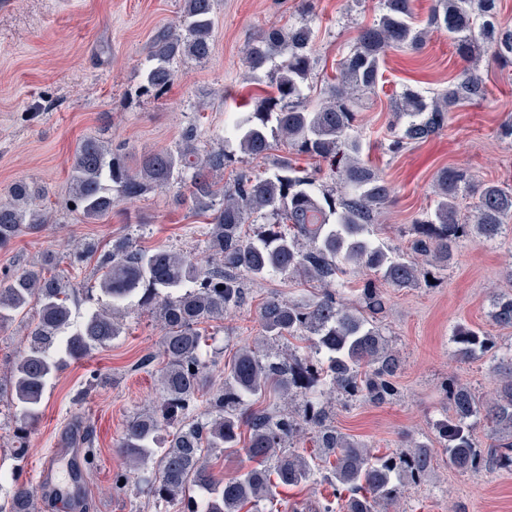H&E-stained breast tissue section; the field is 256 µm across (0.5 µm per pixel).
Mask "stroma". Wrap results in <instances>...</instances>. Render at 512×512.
Segmentation results:
<instances>
[{"mask_svg":"<svg viewBox=\"0 0 512 512\" xmlns=\"http://www.w3.org/2000/svg\"><path fill=\"white\" fill-rule=\"evenodd\" d=\"M298 0H217L212 51L204 63H179L173 82L158 99L139 93L147 65L149 42L163 26L178 24L182 0H0V200L19 181L49 190L56 218L37 233L0 249V273L49 262L69 279L81 297L72 307L82 322L98 307L83 291L97 288L94 262L70 267L65 253L71 241L107 248L113 238L130 235L147 249H175L190 258L207 254L205 217L175 206V188L151 189L132 204H118L91 221L72 212L68 189L73 157L85 138L100 136L112 144L128 166L148 151L175 148L189 126H196L199 149H223L232 157L225 181L247 170L261 175L272 169L287 148L267 158L245 156L224 129L252 111L271 82L270 69L245 78L246 44L258 29L294 15ZM377 0H314L310 17L317 60L313 86L326 92L336 65L359 27L371 23ZM464 66L443 30L431 27L420 52H389L383 78L364 99L359 112L369 157L387 176L394 194L385 221L376 232L380 243L406 248L413 222L433 207L432 187L447 167L467 169L475 179L512 185V144L499 137V126L512 116V68L480 64L485 99L459 106L447 126L422 143L392 155L382 149L392 119L391 106L405 88L425 93L447 88ZM512 232L493 241L465 239L453 263L432 285L389 288L378 320L403 361L397 397L382 404L360 402L346 409L328 400L336 427L383 456L414 444L434 452V465L420 483L407 485L400 512H512V468L463 473L441 451L439 427L448 403L438 385L453 374L484 399L493 397L495 359L512 357V329L497 327L489 316L492 294L512 292ZM294 301L311 296L307 288L278 274L246 285V300L219 327L204 324L211 335L208 384L224 383V366L244 346L263 335L259 309L270 296ZM122 333L85 359L70 363L53 379L40 407L22 462H14L11 446L14 418L8 402H0V495L15 480L35 483L40 463L66 442L71 425L91 430L95 457L81 469L84 496L58 505L42 499V512H164L135 490L118 495L116 473L127 464L116 452L127 421L155 409L159 402L157 371L164 330L150 309L129 305L115 310ZM481 328L495 341L493 353L470 359L455 352L457 326ZM150 365H142L143 357ZM98 386L76 400L90 373ZM332 487L312 482L276 490L279 512H317L335 499Z\"/></svg>","mask_w":512,"mask_h":512,"instance_id":"obj_1","label":"stroma"}]
</instances>
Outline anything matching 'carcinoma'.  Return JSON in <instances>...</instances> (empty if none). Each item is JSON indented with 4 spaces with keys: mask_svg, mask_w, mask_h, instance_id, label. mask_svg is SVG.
I'll use <instances>...</instances> for the list:
<instances>
[{
    "mask_svg": "<svg viewBox=\"0 0 512 512\" xmlns=\"http://www.w3.org/2000/svg\"><path fill=\"white\" fill-rule=\"evenodd\" d=\"M412 2L379 0L373 23L359 28L327 96L318 101L308 83L316 65L308 23H271L248 44L250 72L274 65L273 91L237 120L233 136L248 156L266 157L283 145L293 155L314 160L309 168L282 160L269 175L242 174L226 184L222 175L232 157L222 149L199 152L194 127L186 129L175 149L146 153L133 169L100 137L77 146L70 175L72 211L95 220L149 189L184 183L189 195L174 196V204L212 216L208 256L199 262L170 249L147 250L131 236L112 240L111 248L100 253L89 245L74 246L69 264L96 259L99 291L109 299L76 326L70 306L75 289L47 275L43 266L0 276V329L35 310L28 346L12 362L7 383H0V395H7L18 412L16 461L24 456L51 380L68 361L119 336L112 308L136 298L155 310L165 329L159 373L163 402L160 409L126 423L118 452L130 470H141L153 457L157 431L172 427L153 477L138 487L154 503L178 506L180 512H259L277 486L313 480L321 458L330 465L336 492H347L346 512H389L387 506L398 502L407 484L428 474L433 456L426 446L373 457L336 429L316 392L294 377L295 368L308 362L316 366L315 385L347 403L380 405L393 399L402 360L376 319L384 306L383 289L415 287L427 280L430 268H448L460 239L494 240L512 225L511 187L478 182L465 169L447 168L434 183V208L415 221L407 250L375 239L392 188L381 170L361 158L358 108L375 88L388 51L424 44ZM497 2L432 0L428 25L448 32L468 66L431 98L413 88L402 92L393 105L388 151L396 154L428 140L448 124L454 108L485 96L476 62L512 64V28L498 22ZM214 5L215 0H184L180 24L153 35L144 92L163 95L177 60H208ZM324 167L336 175L331 189L319 184ZM47 194L35 183L13 185L10 199L0 202V248L52 221L44 203ZM467 197L473 202L464 217L460 201ZM258 220L268 230L254 238L245 225ZM275 273L318 288L309 301L271 297L260 308L262 340L283 342L288 351L257 344L239 349L224 368V385L200 403L210 368L202 356L207 337L200 325L241 306L244 278L257 281ZM349 287L357 292L353 302L343 292ZM490 316L496 326L512 328L511 293L492 295ZM296 341L307 343L310 355L293 353ZM455 343L463 359L495 348L484 331L465 325L457 328ZM494 372L497 388L489 402L455 376L441 382L450 414L440 426V439L449 462L463 473L512 467V357L499 361ZM271 391L295 408L275 413L251 409ZM482 422L490 433L486 449L474 433ZM308 430L318 453L290 449ZM218 449L243 458L234 476L222 478L214 471L211 457ZM0 512H36L32 488L14 482Z\"/></svg>",
    "mask_w": 512,
    "mask_h": 512,
    "instance_id": "cac0c4a2",
    "label": "carcinoma"
}]
</instances>
